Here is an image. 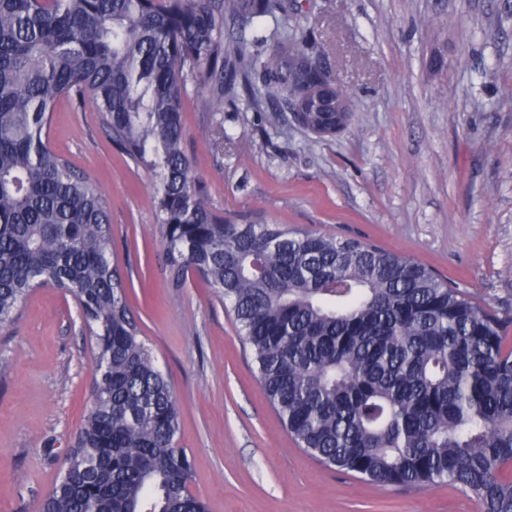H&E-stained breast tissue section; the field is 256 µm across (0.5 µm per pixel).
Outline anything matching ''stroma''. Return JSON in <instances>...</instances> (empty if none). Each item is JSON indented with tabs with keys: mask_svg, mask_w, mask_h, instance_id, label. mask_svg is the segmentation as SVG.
Wrapping results in <instances>:
<instances>
[{
	"mask_svg": "<svg viewBox=\"0 0 512 512\" xmlns=\"http://www.w3.org/2000/svg\"><path fill=\"white\" fill-rule=\"evenodd\" d=\"M249 50L302 35L352 96L353 124L321 138L285 96L246 104L224 68V109L184 99L185 152L219 214L357 237L512 309V0H283ZM444 57L445 68L434 65ZM50 142L106 195L129 298L178 396V444L210 512H481L456 487L380 486L323 467L266 401L221 293L168 287L156 187L93 107L60 102ZM93 352L76 302L36 290L0 329V512H37L91 405Z\"/></svg>",
	"mask_w": 512,
	"mask_h": 512,
	"instance_id": "35a3bbf8",
	"label": "stroma"
}]
</instances>
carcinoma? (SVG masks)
I'll return each mask as SVG.
<instances>
[{
	"label": "carcinoma",
	"instance_id": "1",
	"mask_svg": "<svg viewBox=\"0 0 512 512\" xmlns=\"http://www.w3.org/2000/svg\"><path fill=\"white\" fill-rule=\"evenodd\" d=\"M281 0H0V326L51 285L94 341L93 404L67 476L39 512H208L177 447V397L142 336L108 202L50 145L57 103H90L156 185L168 284L224 293L258 381L288 433L323 466L404 487L471 492L512 512V314L489 310L419 261L359 238L214 212L183 150L192 84L224 107V60L262 96L311 104L325 137L315 57L297 35L258 55L225 40Z\"/></svg>",
	"mask_w": 512,
	"mask_h": 512
}]
</instances>
